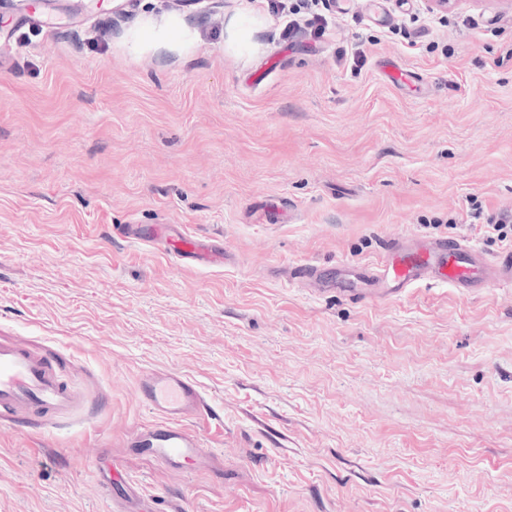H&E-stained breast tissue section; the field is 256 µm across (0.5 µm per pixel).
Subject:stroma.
Segmentation results:
<instances>
[{
  "mask_svg": "<svg viewBox=\"0 0 512 512\" xmlns=\"http://www.w3.org/2000/svg\"><path fill=\"white\" fill-rule=\"evenodd\" d=\"M252 57L224 47L241 5ZM0 0V339L78 404L0 420V512H112L122 467L154 512H512V288L423 283L363 304L290 278L377 261L405 234L512 248V5L325 0L323 36L270 0ZM182 12L193 47L126 33ZM391 60L417 73L402 85ZM223 244L199 267L124 235ZM206 393L207 461L132 448L137 384Z\"/></svg>",
  "mask_w": 512,
  "mask_h": 512,
  "instance_id": "35a3bbf8",
  "label": "stroma"
}]
</instances>
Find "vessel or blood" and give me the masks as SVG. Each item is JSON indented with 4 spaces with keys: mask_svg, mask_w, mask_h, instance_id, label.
<instances>
[{
    "mask_svg": "<svg viewBox=\"0 0 512 512\" xmlns=\"http://www.w3.org/2000/svg\"><path fill=\"white\" fill-rule=\"evenodd\" d=\"M149 240H165L178 259L201 266L223 262L224 254L212 243L183 233L169 235L164 224L143 229ZM449 284L463 292L512 285V250L485 259L482 251L464 241L406 236L391 242L380 262L341 273L339 291L359 302H385L417 285ZM137 393L155 417L134 441L142 452L161 462L180 466L203 463L206 450L191 419L208 412L201 388L173 369L143 372ZM75 402L49 360L29 348L0 341V418L19 421L31 414L61 413Z\"/></svg>",
    "mask_w": 512,
    "mask_h": 512,
    "instance_id": "obj_1",
    "label": "vessel or blood"
}]
</instances>
